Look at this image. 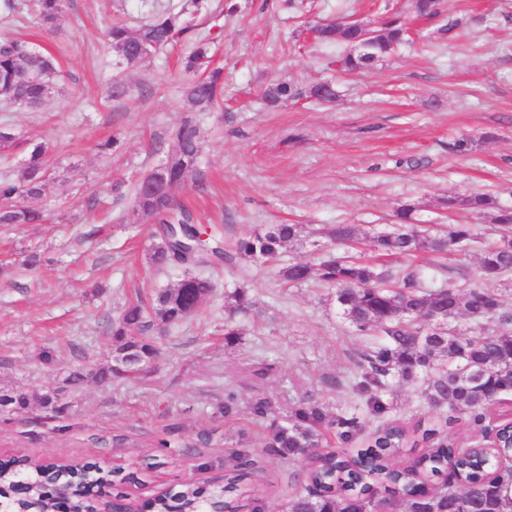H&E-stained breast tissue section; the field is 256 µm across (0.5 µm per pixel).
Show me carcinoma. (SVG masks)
<instances>
[{"instance_id":"carcinoma-1","label":"carcinoma","mask_w":512,"mask_h":512,"mask_svg":"<svg viewBox=\"0 0 512 512\" xmlns=\"http://www.w3.org/2000/svg\"><path fill=\"white\" fill-rule=\"evenodd\" d=\"M65 6L66 0H36L41 25L55 29ZM442 6V0H413L420 19L437 17ZM183 33L180 15L166 10L137 29L114 22L106 39L121 63L134 66ZM311 33L321 44L350 47L338 65L347 73L360 74L404 43L408 28L400 19L388 17L373 25L365 41L360 29L350 23H326L312 28ZM210 49V39H200L185 59V70L195 73L201 69ZM57 75L51 56L32 51L18 40L0 43V101L4 104L39 109L54 93L53 78ZM181 94L199 112L220 109L224 103L221 70L191 78L182 86ZM337 97L336 86L330 81L306 87L279 81L262 91V98L271 108L301 98L332 103ZM202 149L198 122L188 115L175 130L164 160L145 175V179L162 177L166 190L158 197L148 195L143 189L144 179L134 187L136 210L157 224L159 241L149 254L151 264L177 268L181 276L175 285L129 303L112 321L117 347L112 365L94 372L101 381L124 376L125 360L131 364L139 361L141 370H146L157 354L154 326L186 321L214 291L210 279L194 272L200 257L216 265L231 264L238 258L276 262L288 243L304 236L301 224H270L239 239L229 250L224 240L201 230L193 213L178 199L177 190L198 173ZM47 152L44 143L34 144L19 177H0L1 225L39 224L43 220L34 202L51 191L45 176ZM446 205L451 210L492 213L498 238L485 241L472 224H450L433 233L412 223V207L406 205L397 210L398 223L385 231L363 233L355 224H330L312 232L323 240L321 247L345 246L355 250V256L326 253L313 262L299 256L280 266L279 275L291 285L317 281L334 289L350 331L366 337L352 357L358 374L352 390L366 398V409L344 404L331 415L325 404L304 397L287 418L269 426L263 447L290 455L305 448H324L332 438L349 448L362 443L350 464L338 453L311 465L305 488L288 499V512H364L373 508L372 499L380 494L402 502L405 512H512V466L495 470L489 483L480 478L466 479L430 493L402 476L393 462L398 447L411 442L428 449L422 460L426 470L436 477L443 468L445 447L452 444L436 428L418 425L409 429L389 418L391 407L383 396L394 384H420L427 405L448 413L444 420L447 425L457 416H466L480 426L494 399L512 395V308L506 302L512 294V209L500 206L485 193L450 197ZM423 252L461 257L474 253L480 276L497 286H470L459 267H448V279L437 281L416 266L389 265L393 258L416 257ZM225 302L230 318L224 321V346L233 347L240 340L241 329L232 317L247 310L251 303L242 288L226 295ZM462 313L471 321L463 328L456 323ZM29 405L30 397L25 392L0 394L2 408L24 409ZM369 415L378 418V423L362 441ZM23 464L25 461L20 459L1 462L0 485L13 487L15 471ZM245 477L243 470L225 475L224 487L214 493L229 512L237 509L235 502ZM109 481V472L82 467L72 498L74 512H89L94 488ZM31 482L21 506L38 508L46 484L35 476ZM202 502L199 489L185 486L159 499L155 508L158 512H195Z\"/></svg>"}]
</instances>
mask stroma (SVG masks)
I'll return each mask as SVG.
<instances>
[{
	"label": "stroma",
	"mask_w": 512,
	"mask_h": 512,
	"mask_svg": "<svg viewBox=\"0 0 512 512\" xmlns=\"http://www.w3.org/2000/svg\"><path fill=\"white\" fill-rule=\"evenodd\" d=\"M67 0L55 32L45 31L30 0L0 14V39L17 38L51 54L64 72L59 92L36 112L0 111L17 140L0 150V176H18L29 145L46 143L54 187L39 205L42 224L0 225V393L35 396L54 388L66 405L55 418L38 405L0 410V460L121 465L107 487L141 503L185 480L214 489L226 469L249 461L256 497L242 512H283L298 490L303 457L264 447L269 421L283 420L302 397L335 407L357 339L341 318L335 292L281 284L271 263L199 266L214 292L187 322L160 328L149 370L129 380L76 387L68 376L112 361L113 319L137 295L169 287L175 269L154 267L153 222L135 209L133 185L161 159L188 109L179 59L201 37L214 41L224 68V109L200 112L205 135L198 174L178 197L225 244L269 224H356L376 232L396 209L414 221L475 224L493 237L490 217L444 209V199L487 193L512 208V0H448L430 21L413 18L411 0ZM180 12L186 26L173 46L122 71L103 33L113 20L136 27L154 12ZM411 21L413 41L361 75H333L327 64L343 46L311 43L306 25L336 18L375 23L386 11ZM460 26L441 35L451 21ZM335 77L336 103H287L270 111L262 89ZM124 79L126 95L110 86ZM119 135L117 151L102 144ZM41 264L25 265L29 250ZM244 287L253 307L237 314L240 344L224 346V294ZM54 354L43 363L42 351ZM240 406L220 408L227 392ZM267 398V419L248 411ZM393 416L429 423L438 411L419 386H394Z\"/></svg>",
	"instance_id": "35a3bbf8"
}]
</instances>
